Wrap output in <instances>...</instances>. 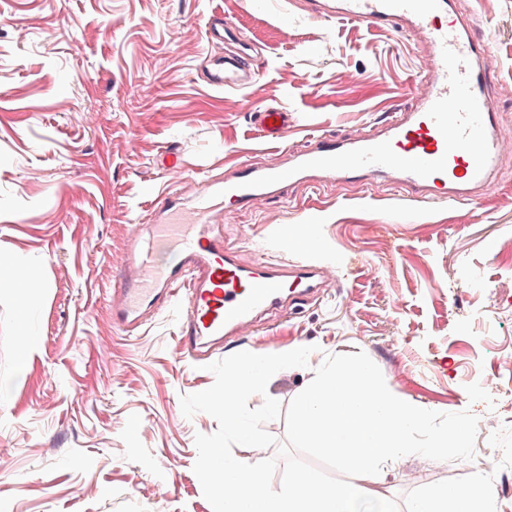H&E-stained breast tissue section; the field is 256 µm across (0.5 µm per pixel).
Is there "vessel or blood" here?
Returning <instances> with one entry per match:
<instances>
[{
    "label": "vessel or blood",
    "instance_id": "b4317fda",
    "mask_svg": "<svg viewBox=\"0 0 512 512\" xmlns=\"http://www.w3.org/2000/svg\"><path fill=\"white\" fill-rule=\"evenodd\" d=\"M307 6L317 20L421 37L426 69L416 101L368 130L311 137L261 166L238 162L229 174L206 178L189 204L155 194L140 217L150 232L132 239V256L113 278L115 324L133 325L146 308L179 302V339L200 357L225 337L251 332L259 314L317 295L324 267L266 259L242 263L218 228L223 214L256 209L290 184L380 182L413 193L419 202L452 204L494 183L504 145L486 65L491 47L478 34L475 16L461 12L457 0H307ZM256 80L239 55L217 59L207 77L218 90ZM292 121L284 107L254 116L257 132L269 140L279 139ZM168 250L180 263L156 265V254Z\"/></svg>",
    "mask_w": 512,
    "mask_h": 512
}]
</instances>
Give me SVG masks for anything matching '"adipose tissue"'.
I'll use <instances>...</instances> for the list:
<instances>
[{
	"label": "adipose tissue",
	"mask_w": 512,
	"mask_h": 512,
	"mask_svg": "<svg viewBox=\"0 0 512 512\" xmlns=\"http://www.w3.org/2000/svg\"><path fill=\"white\" fill-rule=\"evenodd\" d=\"M495 496L483 474H475L471 484L444 488L410 502L406 512H495Z\"/></svg>",
	"instance_id": "adipose-tissue-1"
}]
</instances>
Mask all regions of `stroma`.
Instances as JSON below:
<instances>
[{
  "label": "stroma",
  "instance_id": "obj_1",
  "mask_svg": "<svg viewBox=\"0 0 512 512\" xmlns=\"http://www.w3.org/2000/svg\"><path fill=\"white\" fill-rule=\"evenodd\" d=\"M491 46L502 134L512 143V0H469ZM214 13L254 44L256 83L216 90L198 69ZM425 69L414 38L310 19L303 0H0V265L37 290L20 359L17 292L0 286V512H213L193 471L196 434L183 395L214 382L178 342L179 305L151 308L127 333L112 321V270L152 192L190 201L198 175L234 158L261 165L310 134L344 136L410 106ZM284 106L294 122L264 142L253 111ZM177 151L182 170L166 167ZM305 224L318 249L286 244ZM512 152L473 201L430 208L383 187L289 185L283 198L224 220L241 262L335 266L319 300L273 310L261 330L225 338L240 351L314 347L310 367L277 372L264 397L289 405L328 354L366 353L396 396L441 413L469 407L465 387L492 378L500 397L479 424L471 468L418 456L389 470L399 508L420 493L487 472L496 512H512ZM418 474L416 482L401 476ZM86 489L74 497L73 485Z\"/></svg>",
  "mask_w": 512,
  "mask_h": 512
}]
</instances>
